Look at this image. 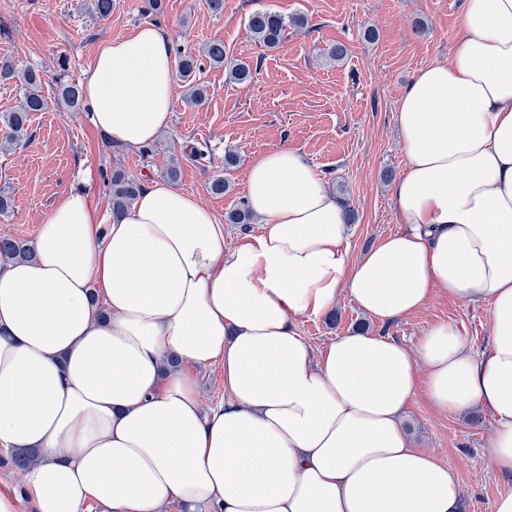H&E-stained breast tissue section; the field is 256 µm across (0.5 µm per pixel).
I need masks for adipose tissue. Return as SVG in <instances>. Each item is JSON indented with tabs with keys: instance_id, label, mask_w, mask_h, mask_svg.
I'll use <instances>...</instances> for the list:
<instances>
[{
	"instance_id": "obj_1",
	"label": "adipose tissue",
	"mask_w": 512,
	"mask_h": 512,
	"mask_svg": "<svg viewBox=\"0 0 512 512\" xmlns=\"http://www.w3.org/2000/svg\"><path fill=\"white\" fill-rule=\"evenodd\" d=\"M171 43L152 25L103 42L81 85L107 141H156L174 106ZM403 228L352 257L344 210L299 150L252 160L259 232L230 244L198 195L145 186L116 218L85 188L0 268V449L37 459L0 512H462L456 473L413 445L415 396L495 427L512 475V0H466L447 62L394 116ZM487 303L470 353L452 321L414 346L351 331L316 352L299 321L348 295L386 323L433 290ZM224 367L203 408L199 367Z\"/></svg>"
}]
</instances>
